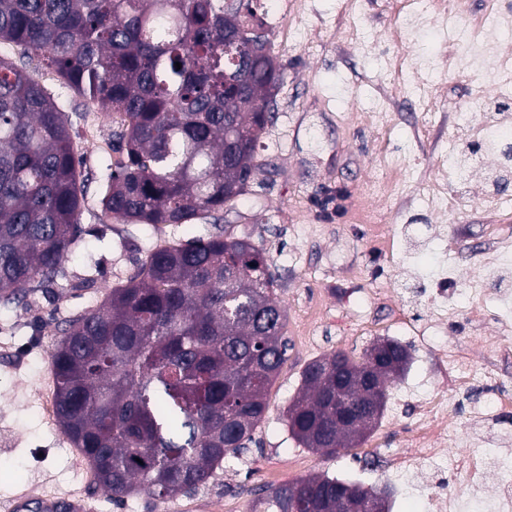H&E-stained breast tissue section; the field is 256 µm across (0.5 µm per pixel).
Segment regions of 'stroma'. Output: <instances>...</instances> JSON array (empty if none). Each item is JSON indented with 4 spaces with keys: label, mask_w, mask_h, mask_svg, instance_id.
<instances>
[{
    "label": "stroma",
    "mask_w": 512,
    "mask_h": 512,
    "mask_svg": "<svg viewBox=\"0 0 512 512\" xmlns=\"http://www.w3.org/2000/svg\"><path fill=\"white\" fill-rule=\"evenodd\" d=\"M280 2H251L287 66L257 149L262 169L236 202L204 221L153 226L108 218L100 183L116 121L65 88L53 70H31L68 116L85 195L77 241L55 283H32L19 304L0 305V504L24 490H45L93 498L98 512H160V503L143 495L115 504L93 486L92 475H80L66 438L41 405L42 394L54 390L50 352L66 323L100 305L159 241L218 232L249 237L271 257L286 315L287 359L253 442L208 485L176 497V505L202 501L217 512H245L251 492L312 474L383 488L360 463L376 450L402 447L399 426L379 420L358 447L334 458L299 446L286 410L302 372L335 352L360 361L377 339L404 340L402 310L429 320L427 285L404 260L414 229L426 228L429 240L451 248L458 276L467 279L490 245L488 226L512 225V212L488 204L493 157L475 161L461 184L449 182L438 166L461 113L474 129L487 117L474 106L480 72L428 73L414 64L417 55L442 52L439 18L396 43L389 0H302L298 16L283 12ZM282 26L299 29V36L277 40ZM383 176L388 187L375 193L373 183ZM438 184L467 197L469 209L437 212L429 197ZM374 224L389 230V249L376 248Z\"/></svg>",
    "instance_id": "stroma-1"
}]
</instances>
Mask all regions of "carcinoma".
<instances>
[{
	"mask_svg": "<svg viewBox=\"0 0 512 512\" xmlns=\"http://www.w3.org/2000/svg\"><path fill=\"white\" fill-rule=\"evenodd\" d=\"M264 26L244 0H0V42L27 64L120 117L102 206L127 224H189L242 195L272 119L285 65L253 49ZM181 68H176V63ZM82 181L66 113L30 75L0 58V302L51 284L75 244ZM266 252L249 237L172 242L91 313L69 321L51 352L63 434L114 502L164 503L206 485L263 421L286 361L285 317ZM311 361L287 422L304 448L333 457L345 427L361 444L374 426L336 420V357ZM338 479L310 475L301 502L288 484L249 512L336 506Z\"/></svg>",
	"mask_w": 512,
	"mask_h": 512,
	"instance_id": "cac0c4a2",
	"label": "carcinoma"
}]
</instances>
